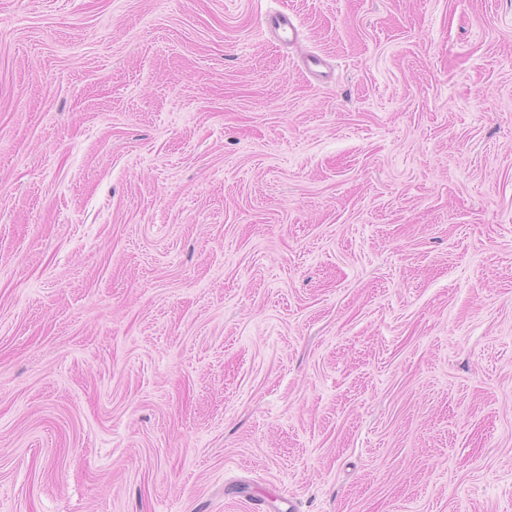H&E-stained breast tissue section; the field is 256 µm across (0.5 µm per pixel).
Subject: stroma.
Returning <instances> with one entry per match:
<instances>
[{"label":"stroma","mask_w":512,"mask_h":512,"mask_svg":"<svg viewBox=\"0 0 512 512\" xmlns=\"http://www.w3.org/2000/svg\"><path fill=\"white\" fill-rule=\"evenodd\" d=\"M0 512H512V0H0Z\"/></svg>","instance_id":"1"}]
</instances>
